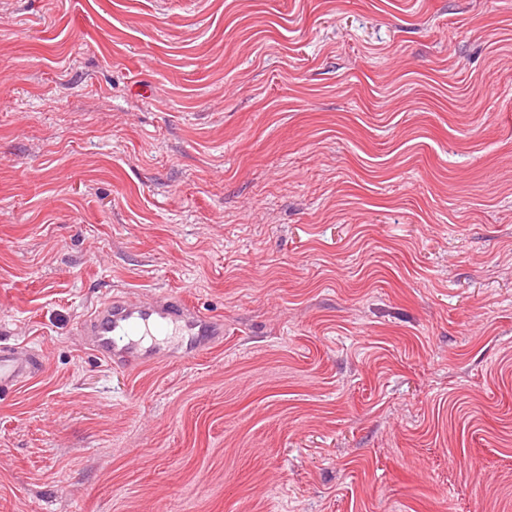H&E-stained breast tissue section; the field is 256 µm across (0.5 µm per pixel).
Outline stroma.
I'll use <instances>...</instances> for the list:
<instances>
[{
	"label": "stroma",
	"mask_w": 512,
	"mask_h": 512,
	"mask_svg": "<svg viewBox=\"0 0 512 512\" xmlns=\"http://www.w3.org/2000/svg\"><path fill=\"white\" fill-rule=\"evenodd\" d=\"M0 341V512H512V0H0ZM81 331L99 357L138 369L156 361L152 345L157 336H188V357L194 358L210 345L201 336H223L224 322L177 296L143 301L121 294L92 308L81 321ZM23 349L0 343V393L36 377L41 361L36 351L22 353Z\"/></svg>",
	"instance_id": "obj_1"
}]
</instances>
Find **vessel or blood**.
Returning <instances> with one entry per match:
<instances>
[{"mask_svg": "<svg viewBox=\"0 0 512 512\" xmlns=\"http://www.w3.org/2000/svg\"><path fill=\"white\" fill-rule=\"evenodd\" d=\"M93 352L108 362L138 369L154 362L153 341L160 336H185L189 357L204 353L208 339L224 333L223 320L200 312L186 300L164 295L144 301L126 294L97 304L81 321ZM38 352L0 343V393L36 377Z\"/></svg>", "mask_w": 512, "mask_h": 512, "instance_id": "vessel-or-blood-1", "label": "vessel or blood"}]
</instances>
